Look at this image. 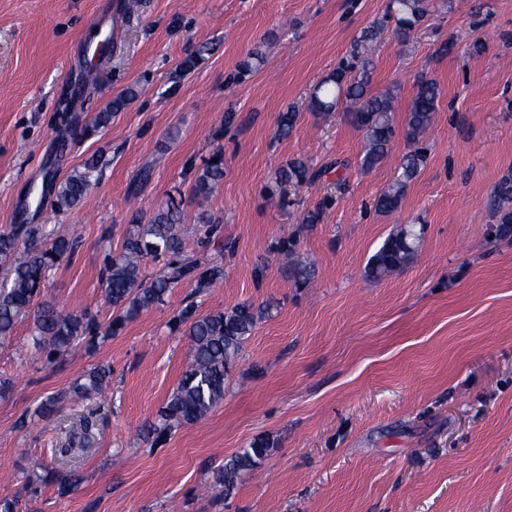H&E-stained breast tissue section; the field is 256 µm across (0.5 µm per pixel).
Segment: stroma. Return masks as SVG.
<instances>
[{
  "label": "stroma",
  "mask_w": 512,
  "mask_h": 512,
  "mask_svg": "<svg viewBox=\"0 0 512 512\" xmlns=\"http://www.w3.org/2000/svg\"><path fill=\"white\" fill-rule=\"evenodd\" d=\"M116 0H0V230L46 171L66 177L91 155L108 164L73 209L28 221L78 228L81 246L53 268L42 299L113 319L101 275L134 212L181 196V230L200 214L224 241L201 260L224 283L180 282L164 302L93 349L45 363L31 319L0 345V497L27 512H512V242L487 235L494 186L512 175V0H433L410 41L379 38L371 90L392 88L404 128L419 75L440 88L426 166L397 211L375 200L409 146L399 133L368 171L366 139L346 114L306 109L317 82L379 19L388 0H141L123 18L110 59L83 44ZM486 50L475 54L474 42ZM447 53H440V46ZM264 61L242 65L252 52ZM135 97L101 132L61 145L57 116L88 119ZM300 116L288 137L277 117ZM224 179L208 198L191 185L215 150ZM303 159L321 176L277 191L275 171ZM323 208L320 223L306 211ZM403 224L423 225L413 261L380 281L369 256ZM293 241L314 264L295 287L278 247ZM270 314L244 343L224 399L199 423L152 443L146 428L178 385L188 340L173 319L242 302ZM106 365L104 397L73 398V383ZM58 397L56 413L36 412ZM89 421L83 456L58 459L63 429ZM264 436L273 445L231 495L212 470ZM77 476L64 493L58 478Z\"/></svg>",
  "instance_id": "stroma-1"
}]
</instances>
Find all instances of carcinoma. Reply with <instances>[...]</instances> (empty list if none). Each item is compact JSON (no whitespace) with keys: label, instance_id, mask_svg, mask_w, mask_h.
<instances>
[{"label":"carcinoma","instance_id":"1","mask_svg":"<svg viewBox=\"0 0 512 512\" xmlns=\"http://www.w3.org/2000/svg\"><path fill=\"white\" fill-rule=\"evenodd\" d=\"M427 12L428 0H390L382 18L367 28L353 45V63L341 65L324 77L310 96L308 110L318 115L335 111L342 101L348 105L352 124L366 135L367 149L359 160L365 170L384 160L395 136L393 92H370L373 44L384 35L390 21L394 22L391 29L394 37L409 38ZM415 88L405 135L416 148L403 157L396 178L379 195L376 208L383 213L398 209L408 184L428 160V148L418 143L437 111L439 88L434 80L424 76L417 80ZM123 106V99H115L107 111L96 113L84 124L63 113L58 116L60 128L74 140L86 138L106 127L112 113ZM297 118L298 112L292 107L282 113L278 119V134L288 135ZM104 166L103 155H92L83 163V170L63 180L45 173L41 191L33 189L31 193L37 196L39 206L49 201L55 212L70 210L98 181ZM223 179L224 154L218 150L197 174L193 192L207 196ZM276 180L281 185H294L313 181V175L304 161L293 159L278 169ZM511 203L512 177L507 176L495 186L490 209L491 220L499 225L500 238H512ZM180 220L179 203L172 197L146 223L143 216L136 213L126 230L121 251L107 254L102 285L119 315L106 333L117 330L124 320L140 311L162 303L168 292L183 280H195L201 292L224 280L222 265L186 257L187 242L179 227ZM221 231L222 227L212 217L201 216L195 228L198 244L209 243ZM421 239L422 232L413 224L393 230L369 258L366 277L379 281L401 271L414 258ZM76 247L75 236L53 229L46 232L41 224H13L0 232V343L11 338L20 320L31 316L35 347L49 363L77 347L95 346L100 325L94 315L87 311L64 314L50 302L34 301L49 272L64 257L72 255ZM286 252L290 255L288 271L294 282L299 288L307 287L314 278V269L294 258L292 249ZM148 257L164 261L153 278L142 270V262ZM267 313L268 308L250 302L204 316L196 315L192 304L182 308L178 321L186 325L185 333L190 340L189 362L177 388L159 410L157 420L149 424L147 433L159 439L178 426L195 424L223 401L227 375L238 362L245 340ZM109 373L104 367L93 368L84 382L72 387V393L80 397L100 393ZM270 451L268 439H254L249 447L225 460L216 470V486L224 489V495H231L241 479L254 470L257 460Z\"/></svg>","mask_w":512,"mask_h":512}]
</instances>
